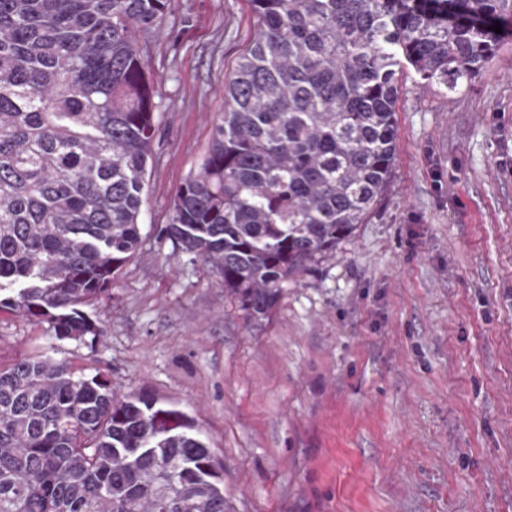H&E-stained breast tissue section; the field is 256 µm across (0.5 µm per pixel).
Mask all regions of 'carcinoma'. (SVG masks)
Returning a JSON list of instances; mask_svg holds the SVG:
<instances>
[{"instance_id":"cac0c4a2","label":"carcinoma","mask_w":512,"mask_h":512,"mask_svg":"<svg viewBox=\"0 0 512 512\" xmlns=\"http://www.w3.org/2000/svg\"><path fill=\"white\" fill-rule=\"evenodd\" d=\"M257 33L162 233L250 321L336 259L385 192L397 73L454 92L512 0H249ZM171 0H0V310L95 344L81 306L143 244L156 125L140 40ZM0 512H230L181 411L34 354L0 366Z\"/></svg>"}]
</instances>
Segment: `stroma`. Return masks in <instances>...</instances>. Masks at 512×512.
Listing matches in <instances>:
<instances>
[{
  "label": "stroma",
  "mask_w": 512,
  "mask_h": 512,
  "mask_svg": "<svg viewBox=\"0 0 512 512\" xmlns=\"http://www.w3.org/2000/svg\"><path fill=\"white\" fill-rule=\"evenodd\" d=\"M255 35L247 0H172L143 248L83 307L102 336L0 312V364L65 358L186 413L235 512H512V23L457 92L402 70L386 191L252 322L161 229Z\"/></svg>",
  "instance_id": "stroma-1"
}]
</instances>
